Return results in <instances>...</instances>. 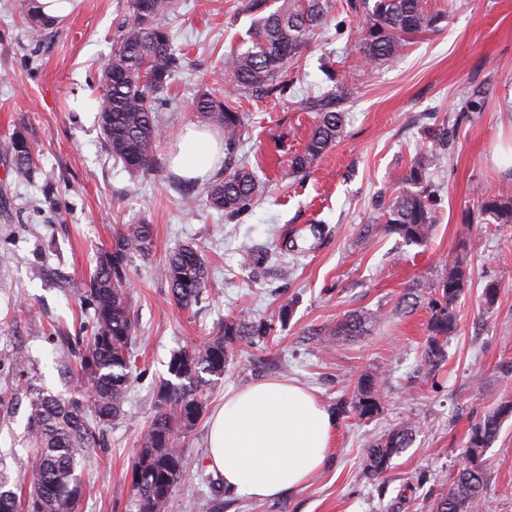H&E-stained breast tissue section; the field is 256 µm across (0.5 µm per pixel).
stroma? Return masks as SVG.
Segmentation results:
<instances>
[{
    "label": "stroma",
    "instance_id": "obj_1",
    "mask_svg": "<svg viewBox=\"0 0 512 512\" xmlns=\"http://www.w3.org/2000/svg\"><path fill=\"white\" fill-rule=\"evenodd\" d=\"M29 0H0V470L30 473L24 395L34 384L64 397L77 386L75 336L89 323L84 288L122 224H149V259L126 269L137 356L122 414L104 430L80 471L82 512H137L131 467L153 415V391L169 378L179 350L200 345L215 323L242 310L276 318L269 342L237 345L207 392L200 420L185 440L192 476L175 491L169 512H429L430 492L450 484L468 431L503 398H512V224L470 218L477 200L512 180V0H439L448 12L439 30L416 36L389 64L361 69L360 93L343 103L344 133L306 176L288 173L313 117L308 93L324 89L321 65H351L362 21L340 5V27L316 34L289 70L284 98L246 101L248 131L240 155L259 165L262 201L240 218L210 209L203 181L177 180L171 155L185 126L197 124L192 101L220 75V61L250 24L239 0H180L167 26L187 65L171 79L162 114L159 164L128 171L108 152L98 123L101 69L112 52L127 0H80L43 41H31ZM478 107L464 112L461 100ZM446 125V153L431 159L428 178L440 200L428 246L395 235L366 236L376 206L389 200L426 143V128ZM22 133L37 171L22 180L7 144ZM196 201L187 213L185 198ZM320 224L321 235L311 228ZM206 256L210 297L184 311L158 270L182 243ZM265 258L247 259L242 243ZM471 259V287L457 304L458 326L434 378L419 373L429 310L403 313L398 302L416 283H435L456 253ZM499 298L484 309L486 284ZM376 315L368 333L327 343L344 315ZM26 363L19 375L15 357ZM385 374L380 410L370 418L337 416L327 461L302 488L272 501L229 494L211 469L208 427L228 391L271 378L311 390L326 407L351 397L360 374ZM417 430L384 478L365 469L370 442L406 420ZM490 483L481 512H512V418L485 453ZM430 476L418 487V475Z\"/></svg>",
    "mask_w": 512,
    "mask_h": 512
}]
</instances>
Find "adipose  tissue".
I'll list each match as a JSON object with an SVG mask.
<instances>
[{"label":"adipose tissue","mask_w":512,"mask_h":512,"mask_svg":"<svg viewBox=\"0 0 512 512\" xmlns=\"http://www.w3.org/2000/svg\"><path fill=\"white\" fill-rule=\"evenodd\" d=\"M222 156L218 139L188 130L173 164L206 176ZM335 419L303 387L270 380L225 394L210 426V466L227 491L273 500L302 488L322 469Z\"/></svg>","instance_id":"1"}]
</instances>
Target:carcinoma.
Listing matches in <instances>:
<instances>
[{"mask_svg":"<svg viewBox=\"0 0 512 512\" xmlns=\"http://www.w3.org/2000/svg\"><path fill=\"white\" fill-rule=\"evenodd\" d=\"M347 10L361 15L363 25L356 44L360 63L376 67L401 55L415 36L434 29L446 12L432 9L429 0H347ZM335 0H242L241 12L252 23L236 46L224 55L225 78L207 85L194 102L202 121L219 127L224 139V168L205 187L208 207L236 218L254 208L264 188L258 175L239 159L247 133L246 114L237 104L245 99L283 96L290 85L288 69L308 49L314 31L335 16ZM178 11V0H129L118 22L112 54L99 79L98 119L107 150L124 167L148 173L157 165L162 136L159 114L184 54L175 47L166 19ZM51 25L37 11L27 14V32L41 40ZM330 89L310 94L301 110L315 114L304 149L290 159V172L306 175L335 145L344 131L346 113L341 102L358 94L355 78L328 67ZM448 149V133L430 137L425 153L418 154L401 177V186L367 232L395 234L407 245H427L435 224L436 198L426 181L427 156ZM17 176L34 173L27 140L15 135L9 143ZM477 208L498 224H512V190L501 189L477 201ZM153 233L149 224H123L89 279L92 305L90 334L76 338L78 388L68 398L30 385L26 390L30 414L28 439L35 466L28 491L10 488L9 476L0 473V512H79L84 486L77 467L88 451L99 446L104 426L122 413L131 373L136 366L132 342L136 325L127 291L126 267L130 258H148ZM468 262L456 256L448 271L433 284L418 283L407 298L427 299V338L420 370L435 376L445 361L448 338L456 332V304L470 287ZM173 301L183 309L201 303L207 295L208 270L201 247L185 244L174 250L159 268ZM372 317L353 313L336 321L328 336H359ZM274 319L256 320L248 313L224 319L200 348L173 354L169 371L174 380L154 390V413L140 443L131 470L137 512H168L175 488L187 480L189 463L184 450L187 434L203 412V390L209 377L224 375L235 345L264 342L273 332ZM381 373L367 371L356 382L350 399L335 404L338 414L352 411L371 417L379 410ZM512 416V399H502L472 427L462 448L461 461L448 489L436 496L432 512H479L489 484L484 455L496 440L502 422ZM415 423L408 420L377 438L367 449L365 466L374 477L391 468L394 457L409 447Z\"/></svg>","mask_w":512,"mask_h":512,"instance_id":"carcinoma-1","label":"carcinoma"}]
</instances>
